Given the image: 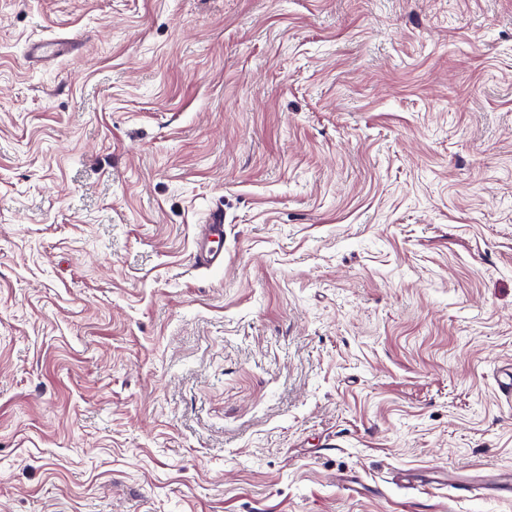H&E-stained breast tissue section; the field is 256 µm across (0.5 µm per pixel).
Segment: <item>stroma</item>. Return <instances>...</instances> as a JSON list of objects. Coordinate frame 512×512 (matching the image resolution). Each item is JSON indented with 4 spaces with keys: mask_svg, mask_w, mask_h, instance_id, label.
<instances>
[{
    "mask_svg": "<svg viewBox=\"0 0 512 512\" xmlns=\"http://www.w3.org/2000/svg\"><path fill=\"white\" fill-rule=\"evenodd\" d=\"M508 363L512 0H0V512H512ZM71 42L65 38H48L29 45L31 61H43L50 58H62L69 54ZM194 261L204 269L224 266V209L220 204L212 207L205 224L199 225ZM479 475L476 480H466L444 473L441 476L430 477L432 480L426 483L427 487L440 489L447 487L460 497L490 495L495 497L512 496V472L500 471L499 469H478Z\"/></svg>",
    "mask_w": 512,
    "mask_h": 512,
    "instance_id": "stroma-1",
    "label": "stroma"
}]
</instances>
